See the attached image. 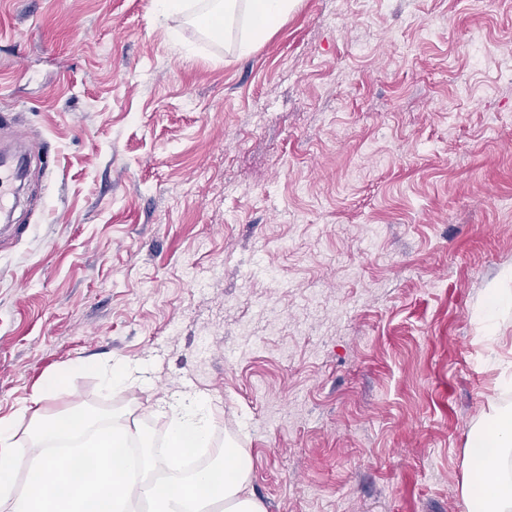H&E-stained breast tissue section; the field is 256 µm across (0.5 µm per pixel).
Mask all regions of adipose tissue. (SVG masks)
Wrapping results in <instances>:
<instances>
[{"instance_id":"1","label":"adipose tissue","mask_w":512,"mask_h":512,"mask_svg":"<svg viewBox=\"0 0 512 512\" xmlns=\"http://www.w3.org/2000/svg\"><path fill=\"white\" fill-rule=\"evenodd\" d=\"M299 0H206L203 16L235 33L240 53L252 52L287 22ZM462 496L468 512H512V422L486 414L470 434Z\"/></svg>"}]
</instances>
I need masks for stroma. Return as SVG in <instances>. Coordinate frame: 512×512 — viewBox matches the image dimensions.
Wrapping results in <instances>:
<instances>
[{"instance_id": "stroma-1", "label": "stroma", "mask_w": 512, "mask_h": 512, "mask_svg": "<svg viewBox=\"0 0 512 512\" xmlns=\"http://www.w3.org/2000/svg\"><path fill=\"white\" fill-rule=\"evenodd\" d=\"M0 418L44 373L156 434L176 397L266 512H466L512 305V0H302L256 50L154 0H0ZM208 286L198 291L190 274ZM141 381L105 390L96 366ZM92 368L81 371L80 363ZM23 158L20 155L14 157H7L6 155H1L0 160V212L1 217L8 218L12 209L10 206L11 199L10 195L12 194V189L10 187L9 178L5 174L13 169L14 166L21 164Z\"/></svg>"}]
</instances>
